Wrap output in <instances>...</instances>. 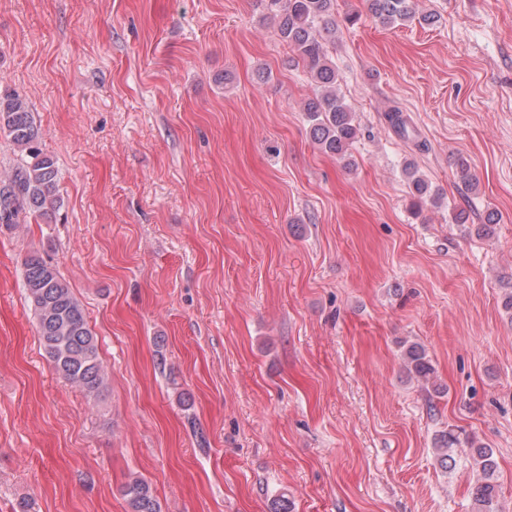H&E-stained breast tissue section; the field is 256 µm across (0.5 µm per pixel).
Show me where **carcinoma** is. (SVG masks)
Returning <instances> with one entry per match:
<instances>
[{
    "instance_id": "cac0c4a2",
    "label": "carcinoma",
    "mask_w": 512,
    "mask_h": 512,
    "mask_svg": "<svg viewBox=\"0 0 512 512\" xmlns=\"http://www.w3.org/2000/svg\"><path fill=\"white\" fill-rule=\"evenodd\" d=\"M368 11L385 26L416 19L431 25L435 16L417 10V0H366ZM278 36L307 69L317 87L315 95L302 106L312 141L320 151L340 160L358 135L354 113L337 93L339 74L329 58V44L336 33V0H271ZM0 136L7 138L18 153L17 163L0 174V225L13 228L30 220L52 218L59 210L57 161L44 153L39 131L27 99L16 91H0ZM457 173L465 187L477 189L469 161L455 160ZM402 172L411 199L410 208L418 211L430 201H440L439 193L420 174L412 161ZM26 297L36 321L43 349L56 374L64 381L96 397L106 385V372L99 358L98 341L89 327L83 307L60 271L37 253L28 255L22 267ZM404 370L424 388L440 392L434 381V367L426 348L417 342L403 345ZM438 461L448 468L450 451L460 444L450 429L435 441ZM478 478L472 488L477 512H497V462L491 448L469 440ZM131 512H160L149 483L132 478L125 486Z\"/></svg>"
}]
</instances>
